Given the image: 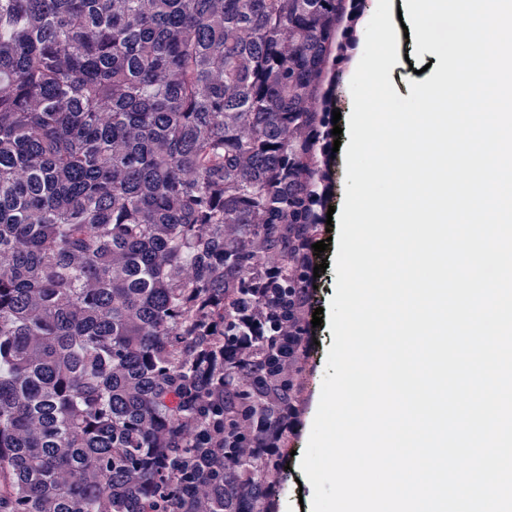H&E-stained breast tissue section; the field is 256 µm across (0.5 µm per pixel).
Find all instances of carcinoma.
<instances>
[{
    "instance_id": "carcinoma-1",
    "label": "carcinoma",
    "mask_w": 512,
    "mask_h": 512,
    "mask_svg": "<svg viewBox=\"0 0 512 512\" xmlns=\"http://www.w3.org/2000/svg\"><path fill=\"white\" fill-rule=\"evenodd\" d=\"M346 0H0V512H269Z\"/></svg>"
}]
</instances>
